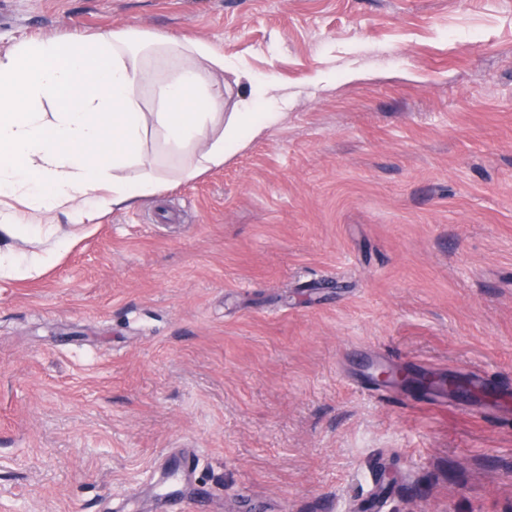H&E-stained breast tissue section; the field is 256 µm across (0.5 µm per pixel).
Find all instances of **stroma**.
<instances>
[{
    "label": "stroma",
    "instance_id": "stroma-1",
    "mask_svg": "<svg viewBox=\"0 0 512 512\" xmlns=\"http://www.w3.org/2000/svg\"><path fill=\"white\" fill-rule=\"evenodd\" d=\"M129 29L286 115L0 278V512H512V408L366 372L512 390V0H0V53ZM378 381L394 382L404 386H412L417 389L426 390V387L433 386L436 381L432 377L413 375L404 370H390L385 366H376L372 373Z\"/></svg>",
    "mask_w": 512,
    "mask_h": 512
}]
</instances>
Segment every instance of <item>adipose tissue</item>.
I'll use <instances>...</instances> for the list:
<instances>
[{
	"label": "adipose tissue",
	"mask_w": 512,
	"mask_h": 512,
	"mask_svg": "<svg viewBox=\"0 0 512 512\" xmlns=\"http://www.w3.org/2000/svg\"><path fill=\"white\" fill-rule=\"evenodd\" d=\"M223 54L203 41L130 30L80 41L26 40L0 54V198L35 213L64 211L71 225L129 207L164 184L144 152L148 133L192 180L276 127L280 101L241 95L224 109ZM151 85L157 109L139 91ZM26 256L0 247V277H30L69 248Z\"/></svg>",
	"instance_id": "1"
}]
</instances>
